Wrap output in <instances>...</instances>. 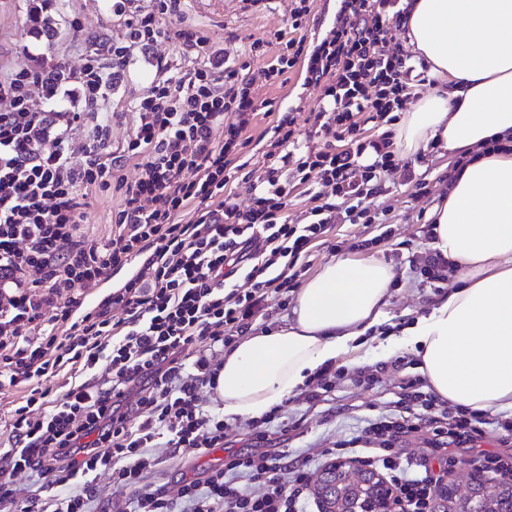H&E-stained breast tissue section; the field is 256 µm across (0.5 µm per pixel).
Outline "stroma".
Instances as JSON below:
<instances>
[{"label":"stroma","instance_id":"stroma-1","mask_svg":"<svg viewBox=\"0 0 512 512\" xmlns=\"http://www.w3.org/2000/svg\"><path fill=\"white\" fill-rule=\"evenodd\" d=\"M33 2L0 0V78L56 62L81 68L88 50L124 36L123 28L112 18V0H48L44 14L53 20L57 31L52 38L35 33ZM292 6V0H185L181 19L223 48L229 64H248L258 99L272 101L282 112L297 99L307 111L315 107L318 89L303 88L297 70L276 83H265L260 74L269 58L250 53L254 40L285 28ZM179 53L176 43H158L151 55L138 56L124 83L110 90L105 104L117 111L112 122L114 145H122L134 130L136 117L129 101L150 79L151 56L175 57ZM454 161L447 150L429 148L408 159L406 165L383 172L380 193L365 201L377 213L378 224L333 225L327 236L311 242L302 256L307 274H314L335 250L349 253L364 242L369 250L391 261L397 272L385 308L387 316L403 322L424 313L439 292L424 274L430 253L428 215L448 189L446 175ZM355 356L363 368L376 371V382L359 386L348 377L338 378L326 401L314 408L302 396L287 399L270 432L262 437L255 435L251 422L226 423L225 456L263 451L294 458L306 449L351 439L364 427L366 418L396 400L402 380L417 374L414 364L397 367L389 360L378 362L365 349L356 351ZM150 454L154 468L148 488L152 491L172 489L185 479L204 480L210 468L206 456H189L170 446L151 449Z\"/></svg>","mask_w":512,"mask_h":512}]
</instances>
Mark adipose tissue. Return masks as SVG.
I'll return each instance as SVG.
<instances>
[{
  "mask_svg": "<svg viewBox=\"0 0 512 512\" xmlns=\"http://www.w3.org/2000/svg\"><path fill=\"white\" fill-rule=\"evenodd\" d=\"M401 26L440 86L386 126L392 151L411 158L435 143L473 156L429 214L451 286L390 330L394 266L374 254L332 257L294 292L282 324L225 349L216 378L225 420L261 418L325 363L382 337L419 358L448 404L512 406V0H407Z\"/></svg>",
  "mask_w": 512,
  "mask_h": 512,
  "instance_id": "1",
  "label": "adipose tissue"
}]
</instances>
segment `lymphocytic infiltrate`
Segmentation results:
<instances>
[{
	"label": "lymphocytic infiltrate",
	"instance_id": "1",
	"mask_svg": "<svg viewBox=\"0 0 512 512\" xmlns=\"http://www.w3.org/2000/svg\"><path fill=\"white\" fill-rule=\"evenodd\" d=\"M402 0H341L335 21L313 49L303 31L312 0H294L287 30L275 31L281 49L263 76L274 83L301 70L321 90L308 116L289 109L272 128L261 158L264 173L251 183L252 204L240 208L233 185L243 169L239 146L256 112L253 78L226 65L223 50L188 26L169 27L182 0H112L123 41L92 51L63 84L83 105L73 112L35 110L31 87H45L49 71L24 70L0 79V385L20 386L7 447L0 448V512L26 501L31 512H91L99 473L135 495L116 512H305L315 461L345 453L386 472L405 512H433L436 493L457 462L455 449L493 479L512 476V453L485 450L496 438L512 445V415L457 409L410 379L401 400L420 412L401 416L382 408L359 436L318 448L311 459L285 463L256 452L233 456L204 480H185L173 491L146 492L153 460L148 451L167 439L198 456L224 445V418L203 405L222 360L212 352L231 345L261 316L268 293L298 285L297 266L308 244L335 221L373 223L363 202L381 190L392 168L386 140H366L364 124L402 109L416 88L413 67L383 45L388 21L401 17ZM175 41L182 61L157 58L143 92L132 100L133 135L112 148V114L105 90L123 82L138 53ZM236 121L225 124V113ZM89 126L83 164H73L67 129ZM307 130L306 142L296 137ZM333 135L325 147L315 139ZM137 173L128 176L127 162ZM317 180L321 205L302 224L286 216L293 184ZM122 198L107 244L79 234L98 193ZM144 268L126 278L99 305L86 293L110 285L131 258ZM250 290L228 287L238 272ZM124 317L114 320L113 310ZM205 348L198 373L188 372L186 351ZM67 375L62 396L47 379ZM429 433V445L447 449L438 467L426 455L399 448L401 437ZM246 470L250 487L227 480L225 470ZM46 481L62 489L41 498Z\"/></svg>",
	"mask_w": 512,
	"mask_h": 512
}]
</instances>
